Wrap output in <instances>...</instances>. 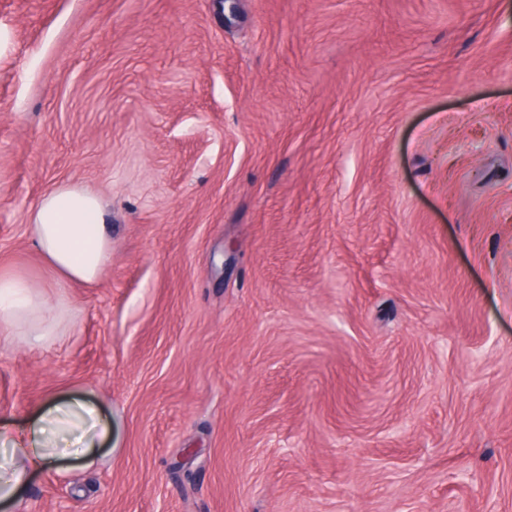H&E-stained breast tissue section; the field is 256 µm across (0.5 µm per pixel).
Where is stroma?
Masks as SVG:
<instances>
[{
    "label": "stroma",
    "instance_id": "1",
    "mask_svg": "<svg viewBox=\"0 0 512 512\" xmlns=\"http://www.w3.org/2000/svg\"><path fill=\"white\" fill-rule=\"evenodd\" d=\"M0 272V422L112 423L11 512H512V0H0ZM30 237L60 279L92 283L112 256L101 199L78 186L59 185L32 211ZM30 282L13 276H0V320L8 325L36 318L44 321L47 297Z\"/></svg>",
    "mask_w": 512,
    "mask_h": 512
}]
</instances>
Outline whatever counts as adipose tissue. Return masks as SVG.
I'll use <instances>...</instances> for the list:
<instances>
[{
    "label": "adipose tissue",
    "mask_w": 512,
    "mask_h": 512,
    "mask_svg": "<svg viewBox=\"0 0 512 512\" xmlns=\"http://www.w3.org/2000/svg\"><path fill=\"white\" fill-rule=\"evenodd\" d=\"M30 237L60 279L92 283L112 256V238L101 199L78 186L60 185L32 211ZM45 294L30 282L0 276V320L17 324L43 319ZM107 431L93 407L49 404L33 421L28 438L0 425V507L19 502L30 480L58 456L85 459Z\"/></svg>",
    "instance_id": "obj_1"
}]
</instances>
